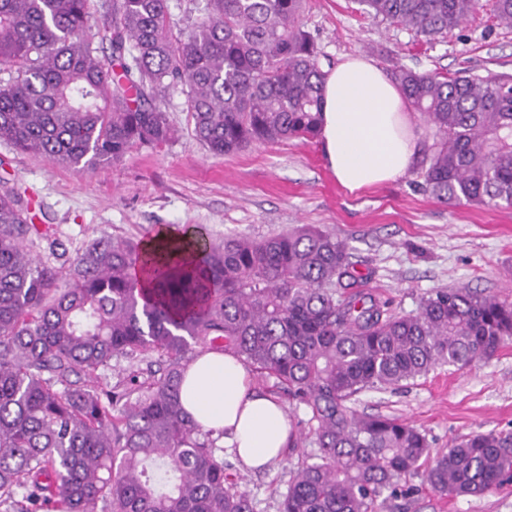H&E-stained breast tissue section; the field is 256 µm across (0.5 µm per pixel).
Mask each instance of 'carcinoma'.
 <instances>
[{
	"instance_id": "carcinoma-1",
	"label": "carcinoma",
	"mask_w": 512,
	"mask_h": 512,
	"mask_svg": "<svg viewBox=\"0 0 512 512\" xmlns=\"http://www.w3.org/2000/svg\"><path fill=\"white\" fill-rule=\"evenodd\" d=\"M306 0H205L178 31L169 0H0V142L75 169L171 141L181 88L214 156L313 139L323 83ZM356 11L431 42L477 0H354ZM512 27V0H493ZM435 128L422 187L436 198L512 206V75L392 74ZM46 243L56 266L28 243ZM33 223L31 201L0 184V512H256L224 449L184 412L195 343L230 351L263 387L309 410L317 452L291 473L279 512H377L432 491L483 497L512 483V431L475 432L431 455L426 433L355 408L442 364L466 366L512 339V304L438 289L397 313L357 289L345 240L315 225L235 236L192 257L104 234L72 253ZM147 267L159 288L145 293ZM349 290L343 295L338 289ZM136 352L165 357L117 393L98 376Z\"/></svg>"
}]
</instances>
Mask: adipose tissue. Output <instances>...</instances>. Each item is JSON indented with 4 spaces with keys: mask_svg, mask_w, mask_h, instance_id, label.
I'll use <instances>...</instances> for the list:
<instances>
[{
    "mask_svg": "<svg viewBox=\"0 0 512 512\" xmlns=\"http://www.w3.org/2000/svg\"><path fill=\"white\" fill-rule=\"evenodd\" d=\"M401 89L370 60L352 56L323 86L321 143L325 159L349 191L405 175L420 150ZM181 402L250 470H262L288 448L292 425L284 407L254 390L248 367L229 352L208 351L188 363Z\"/></svg>",
    "mask_w": 512,
    "mask_h": 512,
    "instance_id": "1",
    "label": "adipose tissue"
}]
</instances>
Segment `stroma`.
<instances>
[{"mask_svg": "<svg viewBox=\"0 0 512 512\" xmlns=\"http://www.w3.org/2000/svg\"><path fill=\"white\" fill-rule=\"evenodd\" d=\"M329 71L362 55L385 74H512V28L499 24L491 0H479L462 27L434 42L355 12L351 0H307L301 17ZM174 140L132 149L117 164L79 170L0 145V183L25 190L36 224L74 251L106 233L141 242L160 227L193 230L203 244L264 238L313 224L345 240L366 288L399 313L417 309L440 288H470L512 302V208L446 203L418 186L419 167L397 180L349 192L327 166L320 139L256 144L224 157L193 135L180 91L167 98ZM359 411L399 417L427 434L432 453L458 437L512 431V343L465 367L439 366L406 387L366 392ZM314 445L291 448L267 471L246 470L225 454L257 512H278L291 472ZM407 512H512V485L481 498L433 492L423 473Z\"/></svg>", "mask_w": 512, "mask_h": 512, "instance_id": "35a3bbf8", "label": "stroma"}]
</instances>
